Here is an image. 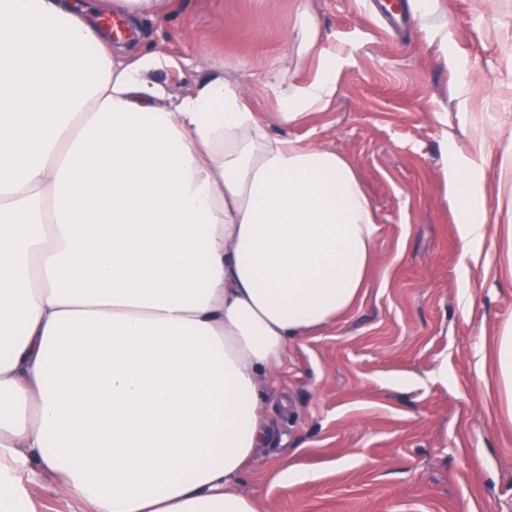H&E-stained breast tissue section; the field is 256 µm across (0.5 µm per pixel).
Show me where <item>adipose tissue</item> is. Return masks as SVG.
<instances>
[{
    "label": "adipose tissue",
    "instance_id": "1",
    "mask_svg": "<svg viewBox=\"0 0 512 512\" xmlns=\"http://www.w3.org/2000/svg\"><path fill=\"white\" fill-rule=\"evenodd\" d=\"M166 0H0V512H37L41 473L83 512H258L244 476L275 436L266 390L288 347L353 308L375 259V206L351 164L272 134L326 111L336 55L307 11L298 57L205 63L171 97L175 59L127 60L95 17L139 28ZM94 52H87L88 44ZM316 68L303 74L302 61ZM469 261L487 250L483 176L445 166ZM512 420V318L493 348ZM200 75L201 73H198L194 69V66H191L184 67L182 70V75H179L176 72L173 73L168 70H159L156 73V78L159 82L165 83L168 92L173 97H176L186 93Z\"/></svg>",
    "mask_w": 512,
    "mask_h": 512
}]
</instances>
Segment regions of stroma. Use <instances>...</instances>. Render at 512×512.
Here are the masks:
<instances>
[{"mask_svg": "<svg viewBox=\"0 0 512 512\" xmlns=\"http://www.w3.org/2000/svg\"><path fill=\"white\" fill-rule=\"evenodd\" d=\"M302 7L336 53L338 91L328 111L271 131L353 165L377 208V259L340 324L289 346L267 408L298 470L320 479L274 483L264 451L245 488L279 512H512V421L492 369L470 356L484 328L512 315V288L463 301L442 139L452 133L458 162L484 174L495 248L512 204V184L497 182L512 164V0H431L430 26L398 35L368 0H176L144 28L160 55L264 68L295 54L287 34ZM478 120L485 158L472 141Z\"/></svg>", "mask_w": 512, "mask_h": 512, "instance_id": "1", "label": "stroma"}]
</instances>
